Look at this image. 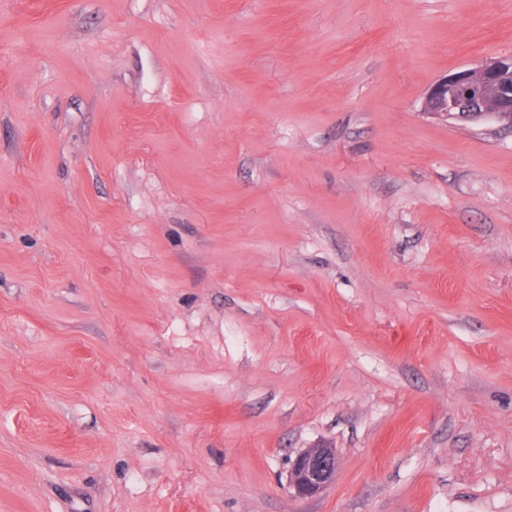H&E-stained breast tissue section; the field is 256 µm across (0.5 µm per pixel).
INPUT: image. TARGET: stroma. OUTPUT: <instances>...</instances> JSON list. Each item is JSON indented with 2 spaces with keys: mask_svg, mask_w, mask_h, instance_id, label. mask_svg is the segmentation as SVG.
<instances>
[{
  "mask_svg": "<svg viewBox=\"0 0 512 512\" xmlns=\"http://www.w3.org/2000/svg\"><path fill=\"white\" fill-rule=\"evenodd\" d=\"M510 54L512 0H0V512H512V130L422 110ZM336 466V453L330 446L306 448L291 461L288 490H292L296 497H315L332 484Z\"/></svg>",
  "mask_w": 512,
  "mask_h": 512,
  "instance_id": "35a3bbf8",
  "label": "stroma"
}]
</instances>
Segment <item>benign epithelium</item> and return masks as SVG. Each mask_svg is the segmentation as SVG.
<instances>
[{"label":"benign epithelium","mask_w":512,"mask_h":512,"mask_svg":"<svg viewBox=\"0 0 512 512\" xmlns=\"http://www.w3.org/2000/svg\"><path fill=\"white\" fill-rule=\"evenodd\" d=\"M422 110L468 121L495 119L512 128V55L482 61L435 83ZM336 453L328 445L302 450L288 470V489L294 496L321 494L336 475Z\"/></svg>","instance_id":"benign-epithelium-1"}]
</instances>
